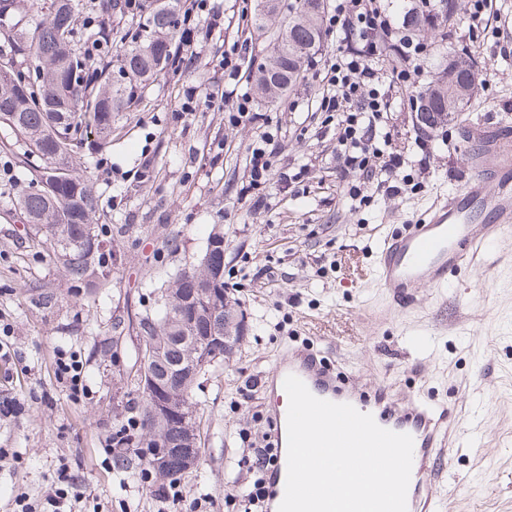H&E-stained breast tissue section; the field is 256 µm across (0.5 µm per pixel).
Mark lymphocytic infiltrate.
I'll use <instances>...</instances> for the list:
<instances>
[{
  "mask_svg": "<svg viewBox=\"0 0 512 512\" xmlns=\"http://www.w3.org/2000/svg\"><path fill=\"white\" fill-rule=\"evenodd\" d=\"M323 24L329 36L336 39L337 53L335 60L311 64L313 79L320 87L315 104L318 111L346 116L339 135L345 172H358L364 179L385 185L397 177L405 160L400 154L381 148V141L389 137L381 117L392 105L408 100L416 83L417 61L425 46L407 39L381 0H335ZM222 67L228 70L232 86L203 98L189 94L180 105L181 111L194 112L206 104L224 108L230 123L256 121L258 115L250 97L236 89L243 82L246 69L230 53L225 54ZM260 140V146L251 150L248 182L241 192L256 208L267 204L266 188L274 158L269 135H261ZM247 459L257 477L242 493L241 500L249 512H261L264 475L275 460V450L268 443L252 447Z\"/></svg>",
  "mask_w": 512,
  "mask_h": 512,
  "instance_id": "1",
  "label": "lymphocytic infiltrate"
}]
</instances>
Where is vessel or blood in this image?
Listing matches in <instances>:
<instances>
[{"label":"vessel or blood","instance_id":"1","mask_svg":"<svg viewBox=\"0 0 512 512\" xmlns=\"http://www.w3.org/2000/svg\"><path fill=\"white\" fill-rule=\"evenodd\" d=\"M470 176L465 187L448 196L423 217L402 225L383 239L377 251L376 281L395 308L416 304V288L442 287L488 242L512 233V129L483 134L468 151ZM300 378L316 397L368 409L376 423L414 440L407 512H442L426 475L439 468V451L450 439L448 409L408 393L393 397L386 390L341 387L334 370L304 347H292L267 372L265 392L275 406L270 412L276 458L266 472L265 512H278L287 478V408L280 405L284 380Z\"/></svg>","mask_w":512,"mask_h":512}]
</instances>
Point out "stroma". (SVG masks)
<instances>
[{
    "label": "stroma",
    "mask_w": 512,
    "mask_h": 512,
    "mask_svg": "<svg viewBox=\"0 0 512 512\" xmlns=\"http://www.w3.org/2000/svg\"><path fill=\"white\" fill-rule=\"evenodd\" d=\"M257 0H223L221 34L199 38L187 76L165 71L139 83L129 112L116 118L112 144L86 154L98 198L93 219L112 263L77 287L48 257L16 204L44 162L25 139L0 124V401L15 417L0 421V512H51L59 470L85 496L76 512H243L235 493L253 480L245 461L271 419L262 375L291 345H310L342 378L391 391L414 390L448 408L455 435L435 484L446 512H512V236L483 248L441 288L420 289L418 305L395 309L375 278L376 251L399 225L462 189L473 123L512 119V0H495L487 27H468L466 0H455L451 44L427 41L419 88L432 85L447 48L463 49L479 70L468 111L433 129L412 106L386 121L388 148L406 160V182L391 192L370 181L351 195L341 172L337 120L309 110L311 78L286 92L250 87L263 125L230 124L225 113L178 110L189 87L223 85L225 51L248 43L245 65L269 55L265 37L240 23ZM0 20V60L26 59L3 40L17 19L49 15L54 0H14ZM77 53L112 31L113 59L139 18L106 10L103 0H74ZM278 144L267 208L241 201L248 157L261 134ZM429 138L430 159L417 146ZM224 228V279L247 320V336L229 362L201 380V462L180 479L170 508L157 475L130 478L106 441L129 400L127 377L137 346L136 317L156 314L152 292L199 257L213 225ZM120 344L123 367L102 347ZM77 355L87 396L76 399L56 378L59 357Z\"/></svg>",
    "instance_id": "obj_1"
}]
</instances>
